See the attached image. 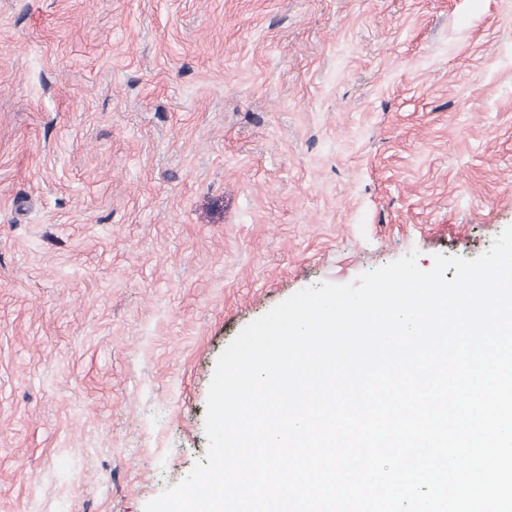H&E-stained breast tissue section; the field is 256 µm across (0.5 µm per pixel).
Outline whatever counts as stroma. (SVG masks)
Instances as JSON below:
<instances>
[{
    "mask_svg": "<svg viewBox=\"0 0 512 512\" xmlns=\"http://www.w3.org/2000/svg\"><path fill=\"white\" fill-rule=\"evenodd\" d=\"M512 226V0H0V512H144L216 361Z\"/></svg>",
    "mask_w": 512,
    "mask_h": 512,
    "instance_id": "1",
    "label": "stroma"
}]
</instances>
